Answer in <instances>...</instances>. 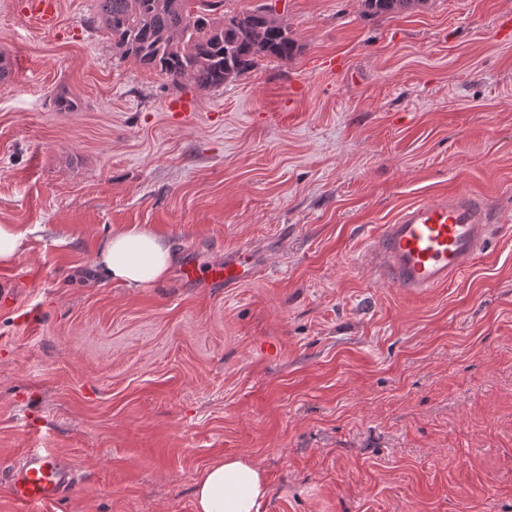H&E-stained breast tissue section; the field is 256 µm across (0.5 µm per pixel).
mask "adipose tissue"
<instances>
[{
    "mask_svg": "<svg viewBox=\"0 0 512 512\" xmlns=\"http://www.w3.org/2000/svg\"><path fill=\"white\" fill-rule=\"evenodd\" d=\"M173 263L167 242L145 225L113 230L98 255L110 281L141 288L163 280ZM268 494L264 472L249 459L227 456L208 466L194 489V512H258Z\"/></svg>",
    "mask_w": 512,
    "mask_h": 512,
    "instance_id": "1",
    "label": "adipose tissue"
}]
</instances>
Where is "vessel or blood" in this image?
Here are the masks:
<instances>
[{
  "label": "vessel or blood",
  "mask_w": 512,
  "mask_h": 512,
  "mask_svg": "<svg viewBox=\"0 0 512 512\" xmlns=\"http://www.w3.org/2000/svg\"><path fill=\"white\" fill-rule=\"evenodd\" d=\"M22 7L43 26H53L57 0H24ZM494 229V214L474 194L458 192L425 199L402 208L392 223L370 241L364 262L373 273L404 293L422 296L446 286L482 253ZM256 263L252 251L225 256L223 262L200 272L186 260L184 280L233 288L250 280ZM77 483L75 469L49 454H29L14 469L11 495L20 506L46 504L62 498Z\"/></svg>",
  "instance_id": "b4317fda"
}]
</instances>
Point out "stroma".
<instances>
[{"label": "stroma", "instance_id": "35a3bbf8", "mask_svg": "<svg viewBox=\"0 0 512 512\" xmlns=\"http://www.w3.org/2000/svg\"><path fill=\"white\" fill-rule=\"evenodd\" d=\"M510 12L281 0L300 53L203 89L121 57L98 0L52 29L0 0V224L27 237L0 267V512H194L228 455L265 472L259 512H512ZM460 190L496 212L488 249L426 296L377 279L382 225ZM128 224L261 268L123 288L97 253ZM32 450L78 484L22 510ZM423 2V0H363V6L369 16L382 17L402 13Z\"/></svg>", "mask_w": 512, "mask_h": 512}]
</instances>
